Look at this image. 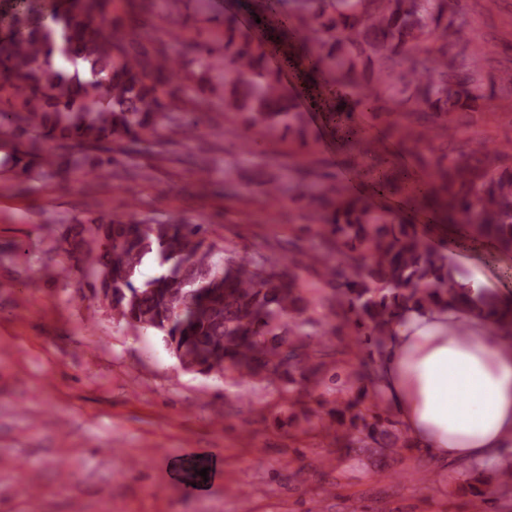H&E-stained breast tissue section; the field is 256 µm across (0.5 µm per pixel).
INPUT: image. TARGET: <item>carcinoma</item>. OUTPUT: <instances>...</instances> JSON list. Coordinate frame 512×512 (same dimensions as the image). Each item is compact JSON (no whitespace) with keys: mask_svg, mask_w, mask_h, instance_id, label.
Masks as SVG:
<instances>
[{"mask_svg":"<svg viewBox=\"0 0 512 512\" xmlns=\"http://www.w3.org/2000/svg\"><path fill=\"white\" fill-rule=\"evenodd\" d=\"M108 0H71L65 9H35L32 0H0V140L14 142L15 186L34 170L68 172L74 153H104L93 171L112 174V150H132L166 117L165 100L192 99L182 62L158 51L153 60L131 55L107 23ZM294 38L311 72L333 69L334 93L347 123L352 112L378 113L414 146L448 140L438 178L422 195L440 198L448 221L466 239L489 240L512 251V145L474 147L457 134L454 117L488 111L494 93L479 81L483 57L448 56V45L470 40L460 6L448 0H294ZM204 75L224 80V111L245 116L253 153L277 125L305 145L297 92L283 83L263 44L225 21L224 51L202 49ZM369 71L374 85L358 82ZM316 205L309 220L334 241L281 259L288 277L252 259L224 256L207 241L203 224L155 222L131 213L74 224L63 250L78 256L112 314L142 331L164 336L186 371L316 385L326 369L323 337L312 341L302 314L312 300L296 287L294 269L319 267L354 317L356 342L381 348L410 312L448 308L461 318L477 312L489 335L512 345V303L473 290L455 278L444 248L421 225L371 208L334 182L295 186ZM152 254L163 271L141 278ZM370 368L357 397L336 409L326 432L351 431L346 447L360 454L395 453L409 438L381 412Z\"/></svg>","mask_w":512,"mask_h":512,"instance_id":"cac0c4a2","label":"carcinoma"}]
</instances>
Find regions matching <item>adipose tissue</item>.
I'll return each instance as SVG.
<instances>
[{
    "label": "adipose tissue",
    "mask_w": 512,
    "mask_h": 512,
    "mask_svg": "<svg viewBox=\"0 0 512 512\" xmlns=\"http://www.w3.org/2000/svg\"><path fill=\"white\" fill-rule=\"evenodd\" d=\"M375 387L413 446L444 463L512 467V350L482 317L413 313L377 361Z\"/></svg>",
    "instance_id": "adipose-tissue-1"
}]
</instances>
